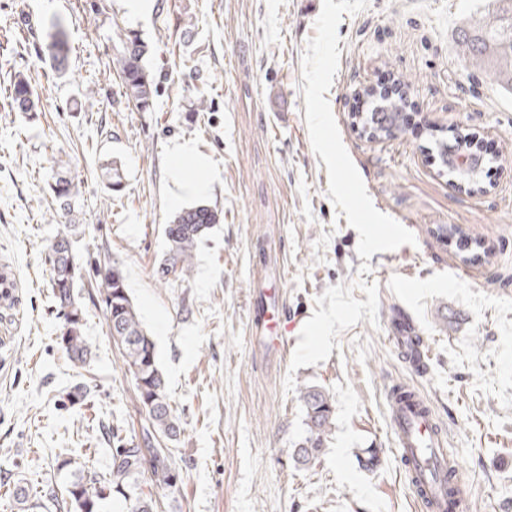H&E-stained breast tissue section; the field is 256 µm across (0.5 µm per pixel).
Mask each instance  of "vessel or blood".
I'll use <instances>...</instances> for the list:
<instances>
[{
  "mask_svg": "<svg viewBox=\"0 0 512 512\" xmlns=\"http://www.w3.org/2000/svg\"><path fill=\"white\" fill-rule=\"evenodd\" d=\"M389 338L412 361L423 360L424 353L409 319L393 325ZM388 401L395 453L406 468L409 488L420 512H437L445 504L450 512H465L466 495H448V452L432 407L410 385L400 381L389 386Z\"/></svg>",
  "mask_w": 512,
  "mask_h": 512,
  "instance_id": "1",
  "label": "vessel or blood"
}]
</instances>
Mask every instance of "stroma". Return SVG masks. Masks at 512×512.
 <instances>
[{
	"label": "stroma",
	"instance_id": "1",
	"mask_svg": "<svg viewBox=\"0 0 512 512\" xmlns=\"http://www.w3.org/2000/svg\"><path fill=\"white\" fill-rule=\"evenodd\" d=\"M484 0H0V512H58L73 474H105L108 432L142 437L145 411L101 305H88L89 404L57 342L46 247L72 235L80 260L122 270L158 353L180 427L166 441L177 479L156 512H418L391 445L385 390L430 399L468 490L467 512H512V91L469 66L455 34ZM71 46L54 75L40 53L53 23ZM149 47L150 111L123 93L117 28ZM34 80L40 104L6 90ZM399 83L416 115L392 139L354 124L364 87ZM205 109H198V102ZM483 142L479 187L460 190L437 140ZM207 182L185 206L219 224L189 271L161 283L164 226L179 179L171 150ZM70 159L67 216L49 189ZM120 161L121 192L100 167ZM288 310V348L256 334L258 273ZM407 314L428 354L418 372L389 339ZM326 390L324 453L297 465L300 392ZM376 451L378 463L359 459ZM71 467L60 468L62 459ZM46 495L19 503L10 489ZM35 88L29 78L18 77L10 85L9 99L15 112H34L37 109Z\"/></svg>",
	"mask_w": 512,
	"mask_h": 512
}]
</instances>
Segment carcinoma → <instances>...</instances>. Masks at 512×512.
<instances>
[{
	"label": "carcinoma",
	"mask_w": 512,
	"mask_h": 512,
	"mask_svg": "<svg viewBox=\"0 0 512 512\" xmlns=\"http://www.w3.org/2000/svg\"><path fill=\"white\" fill-rule=\"evenodd\" d=\"M116 38L117 62L125 96L138 110L148 111L156 92L147 64L148 46L137 32L130 29L118 28ZM458 46L464 59L486 70L500 86L512 91V0H489L484 14L463 22L458 29ZM43 52L56 74H66L69 48L62 27H56L51 33ZM34 94L30 79L19 77L14 80L9 93L12 109L16 112L36 111ZM405 105L406 100L401 95L378 96L375 109L378 118L368 120L371 129L384 132L386 137L396 136ZM49 187L59 209L73 214L78 189L69 164L58 166ZM219 221L218 213L206 205L176 213L164 228L169 249L156 269L158 280L167 283L172 277L182 276L192 252ZM54 241L56 244L48 249L49 283L51 301L63 319L59 344L74 362L84 365L91 357L85 336L87 312L76 291L85 283L101 298L108 333L121 351L125 370L132 377L137 397L146 412L143 443L116 440L108 475L102 478L95 471L79 472L66 487L62 502L72 512H100L101 502L115 492L129 502V512H154L152 495L143 491L138 483L139 476L148 467L152 482L172 484V470L161 442L179 434V425L172 414L166 383L158 366L155 344L141 326L119 267L109 262L100 264L95 267L94 277L87 280L83 265L74 252L71 236L61 232L54 236ZM301 400L305 409L306 435L296 444L293 457L305 465L317 460L323 451L333 403L329 394L316 386L304 388Z\"/></svg>",
	"instance_id": "obj_1"
}]
</instances>
